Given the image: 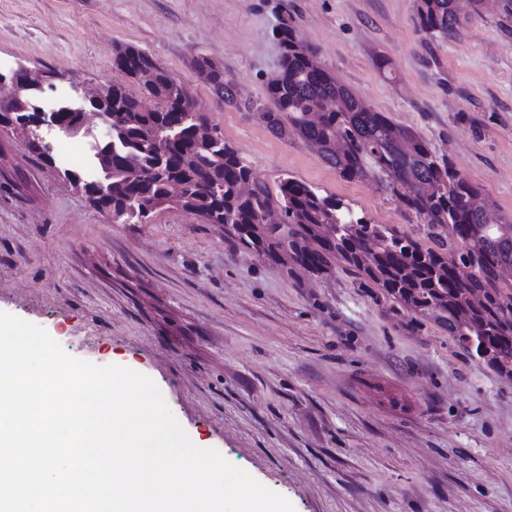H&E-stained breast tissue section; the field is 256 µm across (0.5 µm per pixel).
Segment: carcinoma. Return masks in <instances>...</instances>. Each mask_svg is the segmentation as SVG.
Wrapping results in <instances>:
<instances>
[{
  "instance_id": "obj_1",
  "label": "carcinoma",
  "mask_w": 512,
  "mask_h": 512,
  "mask_svg": "<svg viewBox=\"0 0 512 512\" xmlns=\"http://www.w3.org/2000/svg\"><path fill=\"white\" fill-rule=\"evenodd\" d=\"M469 2L476 13L492 8L512 16V0ZM416 11L419 31L432 39L462 27L457 0H417ZM275 36L280 62L267 81L272 106L258 105V119L282 140H301L343 179L381 181L426 224L432 246L293 178L271 190L218 127L209 138L197 136L208 117L193 111L181 82L133 45L115 47L113 65L142 95L114 81L102 101L84 104L107 111L110 136L91 143L86 166L63 169V180L85 193L105 191L95 202L112 207L115 223L142 224L176 208L224 225L284 267L291 262L322 275L346 269L398 307L448 329L460 349L512 379V221L472 208L478 190L453 160L338 82L287 21ZM196 69L218 98L236 103L224 71L206 58L196 60ZM69 105L56 103L57 119L76 135L83 126ZM175 186L178 199L171 197Z\"/></svg>"
}]
</instances>
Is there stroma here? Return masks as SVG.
Instances as JSON below:
<instances>
[{"mask_svg": "<svg viewBox=\"0 0 512 512\" xmlns=\"http://www.w3.org/2000/svg\"><path fill=\"white\" fill-rule=\"evenodd\" d=\"M289 22L338 81L448 155L512 219V17L428 39L416 0H0V69L121 80L152 55L268 184L292 177L424 240L375 181H347L251 105ZM224 71L218 99L197 58ZM0 311L74 357L149 376L193 443L295 512H512V379L344 270L285 267L178 209L116 224L0 133Z\"/></svg>", "mask_w": 512, "mask_h": 512, "instance_id": "stroma-1", "label": "stroma"}]
</instances>
